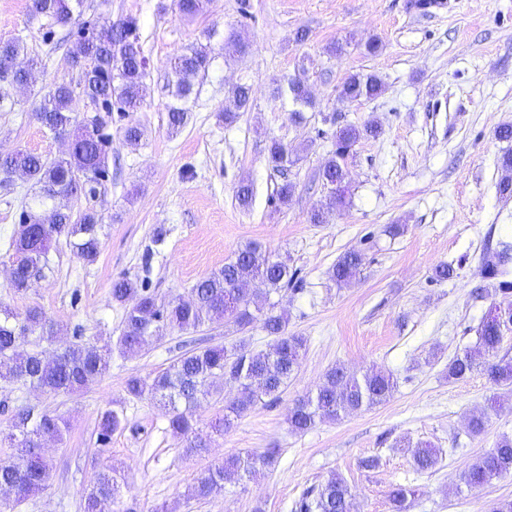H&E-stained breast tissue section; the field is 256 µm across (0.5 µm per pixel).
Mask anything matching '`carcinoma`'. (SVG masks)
Segmentation results:
<instances>
[{
  "mask_svg": "<svg viewBox=\"0 0 512 512\" xmlns=\"http://www.w3.org/2000/svg\"><path fill=\"white\" fill-rule=\"evenodd\" d=\"M83 0H31L34 15L66 26ZM183 17H194L205 7V0H176ZM26 47L20 38L0 41V82L26 84L37 61L29 59L25 67H15ZM211 44H193L175 55L170 62L167 90L171 97L168 119L171 129H179L195 99L188 77L206 69L210 62ZM70 57L80 68L82 93L108 112H136L145 99L147 59L134 19H119L105 29L82 27ZM381 78L373 73L348 76L337 92V99L350 103L361 98H375L383 91ZM288 93L300 104L310 103L305 82L299 78L288 81ZM73 89L67 83L55 85L36 107L34 116L55 135H72L67 157L50 161L28 150L0 151V175L4 182L22 176L38 187L32 203L23 207L19 230L9 255L12 287L18 294L30 288L29 277L40 271L47 261L52 243L63 237L76 255L87 263L96 260L100 250L98 229L100 217L87 210L74 217L72 211L56 206L59 198L79 197L86 187L98 182L107 170V137L101 126L87 119L79 122L73 116ZM378 126L373 122L347 125L336 132V151L325 162L321 177L330 187L325 205L313 210L310 223L322 224L326 215L347 204V171L343 156L361 140L375 137ZM268 162L283 170L296 163L288 148L273 140L268 146ZM503 175L498 183L502 195L512 196V152L500 158ZM512 244L501 243V249L484 263L490 277L509 274ZM362 264L361 254L344 253L332 267L331 274L340 286L357 278ZM294 278L288 264L260 252L255 244L240 249L224 267L212 272L191 288L192 300L162 301L137 280L122 276L112 281V301L126 310L117 341L123 354L139 351L150 340L159 338L168 329L197 330L204 325L230 322L243 331L255 322L273 344L265 353H253L244 342L195 348L180 355L163 373L151 380L131 376L126 392L136 398H149L171 410L169 429L184 445L189 455L201 454L209 447L208 440L196 433L193 408L202 398L221 396V384H234L237 397L224 406V415L213 424L222 434L232 429L239 418L266 396H277L298 370L305 350L302 336L288 333V315L277 310L272 295L289 285ZM251 281L265 285L262 292L250 294L240 287ZM512 325V304H500L483 318L477 342L454 356L448 363V377L460 379L480 368L495 386L512 387V360L498 357L503 332ZM54 335L53 324L38 307L27 309L23 319L8 308H0V380L22 381L50 393H70L85 387L106 373L112 360V344L74 343L50 360L38 351L21 353L20 342L31 334ZM397 387L390 373L368 371L361 377L348 375L343 368L329 369L315 389L296 399L288 414L291 430L304 433L319 420H336L363 406L381 404ZM117 411L100 415V441L105 443L120 427ZM68 421L53 413L32 407L15 415L10 432L5 436L12 452L0 457V486L12 485L17 494L5 503L9 512H17L31 495L41 491L50 476V465L43 452V442L63 440ZM419 473L434 469L439 463L437 449L427 443L403 446ZM274 448L262 454L245 453L224 458L197 478L194 494L208 499L224 492V482L236 478L251 481L276 458ZM512 474V438L504 437L487 454L477 458L462 473L461 480L469 488L491 483ZM120 473L108 468L97 474L88 490L84 512H109V506L120 490ZM350 490L346 482L333 475L321 485L317 494L305 497L299 512H350Z\"/></svg>",
  "mask_w": 512,
  "mask_h": 512,
  "instance_id": "1",
  "label": "carcinoma"
}]
</instances>
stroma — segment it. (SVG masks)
<instances>
[{"label":"stroma","instance_id":"obj_1","mask_svg":"<svg viewBox=\"0 0 512 512\" xmlns=\"http://www.w3.org/2000/svg\"><path fill=\"white\" fill-rule=\"evenodd\" d=\"M29 0H0V38L20 37L38 60L33 81L0 82V151L22 148L54 159L68 141L31 118L34 103L55 84L79 81L69 58L74 27L32 15ZM129 16L138 22L147 58L146 98L139 111L103 112L109 139L108 168L95 195L67 200L72 212L102 216L95 262L78 259L66 242L53 243L37 281L16 294L5 271L18 231L29 181L14 177L0 187V305L17 314L41 308L56 329L52 338L31 335L25 351L52 355L67 345L117 339L125 309L113 302V279L143 280L159 299H185L193 285L223 267L246 244L287 259L301 291L275 294L289 317V332L304 336L306 351L278 400L263 398L224 434L211 424L236 391L201 400L196 428L210 435L208 453L188 457L168 427L167 410L131 398L128 377L154 378L192 347L245 341L268 350L259 326L195 331L167 330L135 354L113 353L109 371L73 393L47 394L0 383V433L22 408L69 419L62 442L48 443L52 463L45 489L20 512H83L93 475L111 465L124 475L112 512H298L308 492L331 475L348 484L353 512H394L390 494L411 489L406 512H489L512 499V476L467 488L460 476L504 437L512 438V388L495 387L484 371L448 376V362L473 346L492 304L512 302L483 264L499 241H512V197L497 191L499 158L512 142L496 138L512 124V0H445L422 12L412 0H210L206 13L181 17L173 0H84L83 17L106 27ZM210 40L207 70L194 75L196 97L179 131L168 125L166 89L171 58ZM240 34L243 55L225 53L223 36ZM381 49L370 55L369 39ZM374 73L383 94L343 103L337 89L348 75ZM303 75L312 106L296 110L290 78ZM251 90V107L225 121L236 86ZM139 122L138 145L123 129ZM375 122L377 137L362 140L345 159L350 198L326 222L311 212L324 202L319 176L335 149L340 127ZM297 151L287 176L267 161L271 140ZM290 180L294 192L280 204L275 191ZM252 183L255 200L239 207L235 190ZM404 225L402 235L388 228ZM359 251V277L337 285L330 271L340 255ZM453 264V278L432 280L433 269ZM335 366L360 375L392 373L397 388L384 403L293 433L288 411ZM501 395L503 409L487 412ZM116 410L120 427L108 444L97 440L102 412ZM487 412L485 430L472 435L470 418ZM428 442L442 455L431 472L418 473L399 441ZM277 451L258 481H228L221 496H192L196 478L224 457ZM375 467H367V460Z\"/></svg>","mask_w":512,"mask_h":512}]
</instances>
